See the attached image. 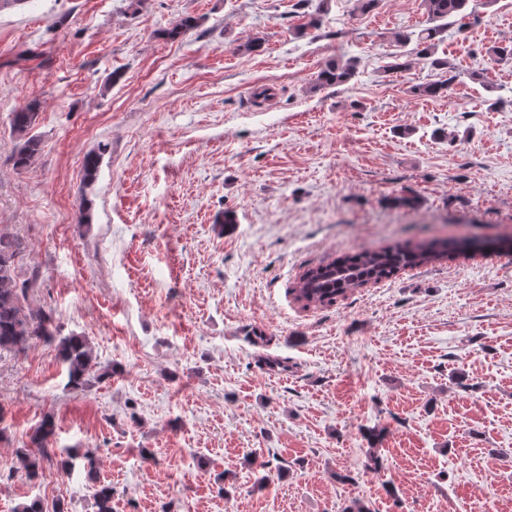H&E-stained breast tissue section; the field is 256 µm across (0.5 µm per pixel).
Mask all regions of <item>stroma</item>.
<instances>
[{"label": "stroma", "instance_id": "35a3bbf8", "mask_svg": "<svg viewBox=\"0 0 512 512\" xmlns=\"http://www.w3.org/2000/svg\"><path fill=\"white\" fill-rule=\"evenodd\" d=\"M316 7L0 11V229L40 268L35 304L109 373L75 390L54 344L0 353V512H94L84 472L25 477L17 452L48 414L58 449L94 451L115 512H512V252L463 249L331 306L290 293L341 256L512 235V61L488 53L512 40V0L448 26L443 98L411 93L437 75L393 40L429 26L422 0H328L312 27ZM186 14L198 27L167 40ZM400 53L410 67L389 71ZM340 57L353 81L315 88ZM33 100L43 150L17 170L9 117Z\"/></svg>", "mask_w": 512, "mask_h": 512}]
</instances>
